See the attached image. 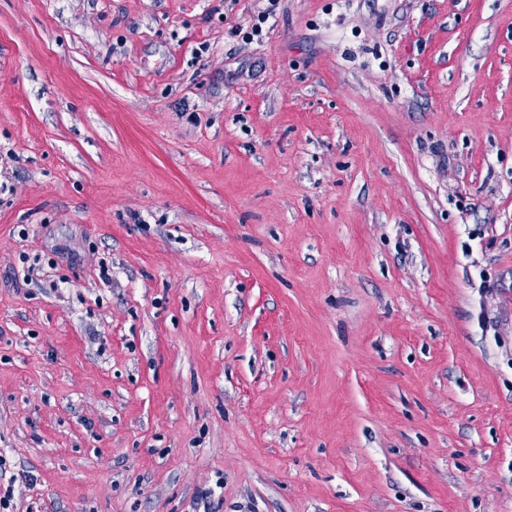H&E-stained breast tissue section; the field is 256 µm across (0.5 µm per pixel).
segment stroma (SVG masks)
<instances>
[{"label":"stroma","instance_id":"1","mask_svg":"<svg viewBox=\"0 0 512 512\" xmlns=\"http://www.w3.org/2000/svg\"><path fill=\"white\" fill-rule=\"evenodd\" d=\"M0 457L10 512H512V0H0Z\"/></svg>","mask_w":512,"mask_h":512}]
</instances>
